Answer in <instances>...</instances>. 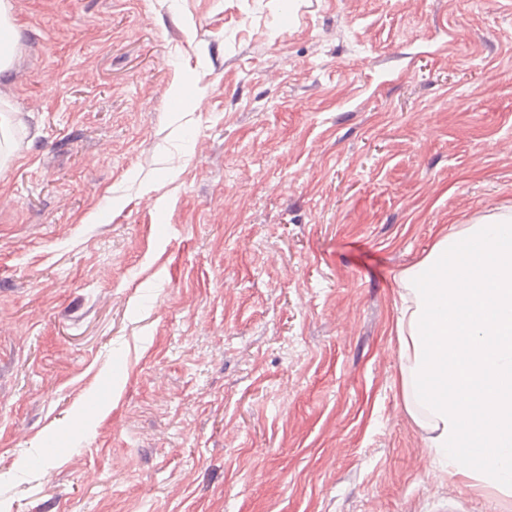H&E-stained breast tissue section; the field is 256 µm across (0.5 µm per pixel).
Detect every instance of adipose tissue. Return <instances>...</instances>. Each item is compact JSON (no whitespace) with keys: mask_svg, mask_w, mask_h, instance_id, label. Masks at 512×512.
I'll list each match as a JSON object with an SVG mask.
<instances>
[{"mask_svg":"<svg viewBox=\"0 0 512 512\" xmlns=\"http://www.w3.org/2000/svg\"><path fill=\"white\" fill-rule=\"evenodd\" d=\"M395 280L402 391L428 447L512 490V214L441 231Z\"/></svg>","mask_w":512,"mask_h":512,"instance_id":"1","label":"adipose tissue"}]
</instances>
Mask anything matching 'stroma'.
<instances>
[{
	"label": "stroma",
	"mask_w": 512,
	"mask_h": 512,
	"mask_svg": "<svg viewBox=\"0 0 512 512\" xmlns=\"http://www.w3.org/2000/svg\"><path fill=\"white\" fill-rule=\"evenodd\" d=\"M10 3L0 512H512L394 279L512 212V0Z\"/></svg>",
	"instance_id": "stroma-1"
}]
</instances>
